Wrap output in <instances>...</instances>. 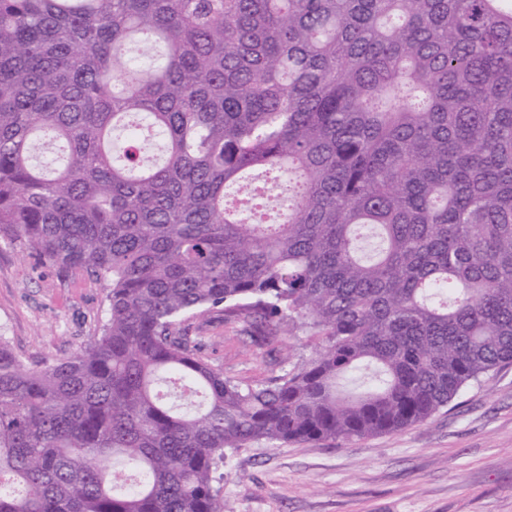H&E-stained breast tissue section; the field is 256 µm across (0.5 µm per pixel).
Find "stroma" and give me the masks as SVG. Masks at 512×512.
Masks as SVG:
<instances>
[{"instance_id":"obj_1","label":"stroma","mask_w":512,"mask_h":512,"mask_svg":"<svg viewBox=\"0 0 512 512\" xmlns=\"http://www.w3.org/2000/svg\"><path fill=\"white\" fill-rule=\"evenodd\" d=\"M104 285L0 240V333L26 364L63 357L93 336ZM203 358L234 379L276 366L242 324L193 322ZM224 512H512V365L465 388L430 419L350 442L252 444L224 464Z\"/></svg>"}]
</instances>
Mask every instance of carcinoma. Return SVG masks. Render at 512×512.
<instances>
[{
	"label": "carcinoma",
	"mask_w": 512,
	"mask_h": 512,
	"mask_svg": "<svg viewBox=\"0 0 512 512\" xmlns=\"http://www.w3.org/2000/svg\"><path fill=\"white\" fill-rule=\"evenodd\" d=\"M0 238L108 287L0 337V512H224L228 451L423 422L512 364V0H0ZM210 312L311 355L227 378ZM276 346L280 351L281 357L288 358L289 355L293 362L307 357L311 352L310 346L307 344L304 336H292L289 335L287 331H284L278 337Z\"/></svg>",
	"instance_id": "obj_1"
}]
</instances>
